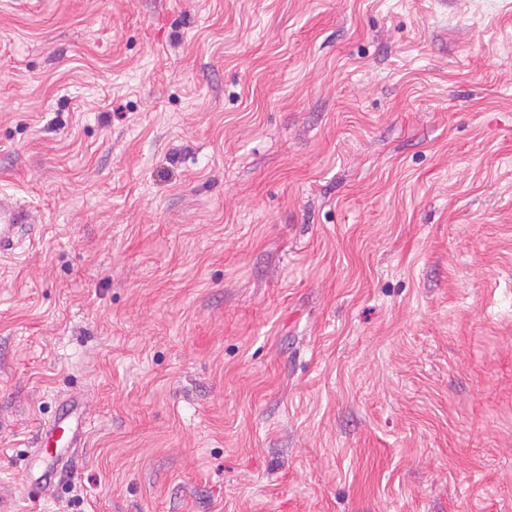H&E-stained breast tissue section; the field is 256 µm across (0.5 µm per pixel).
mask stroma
<instances>
[{"label": "stroma", "instance_id": "stroma-1", "mask_svg": "<svg viewBox=\"0 0 512 512\" xmlns=\"http://www.w3.org/2000/svg\"><path fill=\"white\" fill-rule=\"evenodd\" d=\"M0 197L14 512H512V0H0ZM18 223V211L14 203L0 201V255L8 256L19 247L23 224ZM68 418L69 411L63 412L57 419L43 427V435L46 440L43 449L48 451L51 441L58 442L62 439H65L69 443V446L74 448L78 445L77 441L79 440L80 442L81 439L78 434V429L70 424Z\"/></svg>", "mask_w": 512, "mask_h": 512}]
</instances>
